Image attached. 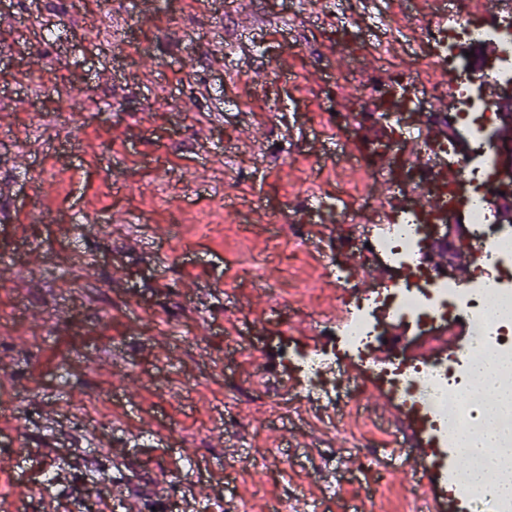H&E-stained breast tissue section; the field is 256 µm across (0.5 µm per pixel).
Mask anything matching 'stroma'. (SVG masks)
I'll list each match as a JSON object with an SVG mask.
<instances>
[{
    "label": "stroma",
    "instance_id": "35a3bbf8",
    "mask_svg": "<svg viewBox=\"0 0 512 512\" xmlns=\"http://www.w3.org/2000/svg\"><path fill=\"white\" fill-rule=\"evenodd\" d=\"M341 2L252 0L244 12L227 0H0V399L26 420L20 431L0 417V503L258 512L307 495L318 512L361 499L406 512L413 479L400 461L384 468L356 448L324 481L344 437L390 447L410 422L398 397L337 354L324 383L351 402L331 420L325 403L301 399L306 379L264 351L286 327L290 343L314 347L317 321L342 319L372 287L361 259L352 288L324 280L337 239L364 224L315 207L299 214L309 248L293 265L267 260L248 276L238 261L244 248L269 252L260 225L345 146L327 124L328 87L351 55H377L364 43L332 53ZM256 35L269 53L254 52ZM69 100L82 112L72 125L53 110ZM320 178L329 189L364 180L326 164ZM31 196L53 223L27 216ZM228 199L242 214L225 211ZM288 272L301 289L271 299ZM317 282L313 302L304 287ZM258 448L284 459L252 469Z\"/></svg>",
    "mask_w": 512,
    "mask_h": 512
}]
</instances>
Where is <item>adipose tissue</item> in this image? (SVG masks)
<instances>
[{
    "mask_svg": "<svg viewBox=\"0 0 512 512\" xmlns=\"http://www.w3.org/2000/svg\"><path fill=\"white\" fill-rule=\"evenodd\" d=\"M472 372L493 400L482 407L476 428L457 434L460 455L468 462L465 473L471 484L487 493L512 497V475L500 472L497 459L503 425L512 416V386L503 382L501 362L494 356L475 360Z\"/></svg>",
    "mask_w": 512,
    "mask_h": 512,
    "instance_id": "1",
    "label": "adipose tissue"
}]
</instances>
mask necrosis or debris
<instances>
[{
    "label": "necrosis or debris",
    "mask_w": 512,
    "mask_h": 512,
    "mask_svg": "<svg viewBox=\"0 0 512 512\" xmlns=\"http://www.w3.org/2000/svg\"><path fill=\"white\" fill-rule=\"evenodd\" d=\"M428 4V18L413 38L414 67L385 63L362 82L357 107H337L333 122L337 129L353 132L362 124H378L414 138L434 125L448 132L425 141L420 161L396 156L407 186L386 223L371 226L355 244L359 254L376 258L387 269L388 281L363 294L343 320H319L316 331L345 355L364 360L375 380L399 395L418 430L439 449L473 426L480 398L470 371L473 356L492 352L512 362V332L498 314L500 305H512V275L502 271L503 264L512 265V228L497 221L503 197L489 181L497 152L489 141V104L483 91L487 82L512 83V11L492 0H461L460 15L446 24L439 20L442 0ZM487 44L495 45L496 60L485 72L474 52ZM449 164L457 171L450 181L442 176ZM425 206L441 211L448 223L465 226L479 243L477 272L466 284H459L448 268L434 266L430 249L423 247ZM382 308L409 336L447 322L454 309L469 321V336L447 359L371 361L367 355L381 339L377 314ZM270 354L310 381L332 365L321 347L300 349L282 342Z\"/></svg>",
    "instance_id": "1"
}]
</instances>
